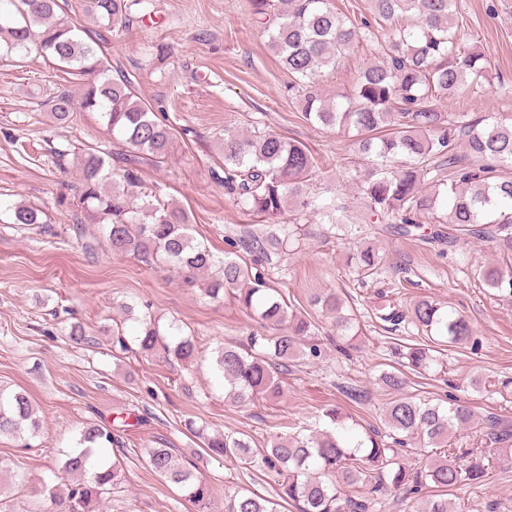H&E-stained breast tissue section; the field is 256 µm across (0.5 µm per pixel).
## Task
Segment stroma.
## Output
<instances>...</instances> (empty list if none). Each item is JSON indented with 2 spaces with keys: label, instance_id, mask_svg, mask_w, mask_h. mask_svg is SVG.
I'll list each match as a JSON object with an SVG mask.
<instances>
[{
  "label": "stroma",
  "instance_id": "obj_1",
  "mask_svg": "<svg viewBox=\"0 0 512 512\" xmlns=\"http://www.w3.org/2000/svg\"><path fill=\"white\" fill-rule=\"evenodd\" d=\"M457 9L462 41L485 52L494 85L464 89L443 108L512 123V0H457ZM131 13L129 27L119 32L104 30L81 10L76 19L86 37L103 41L110 76H128L170 126L171 154L162 167L143 166L142 178L189 213L194 239L218 256L233 257L241 252L240 232L258 221L215 178L228 131L259 129L305 143L319 165L310 193L346 204L342 224L286 212L285 221L299 220L301 231L287 254L268 266L272 287L311 322L321 355L294 360L281 397L240 405L225 400L208 366L186 369L142 354L132 343L128 351L115 349L116 336L131 342L136 332L123 305L139 302L150 303L163 321H176L208 355L263 327L233 300L213 301L185 285L174 269L113 254L98 225L74 236L71 211L56 200L74 193L78 152L94 145L115 153L120 146L95 113H81L64 129L51 119L48 99L75 90L74 76L34 52L20 63L0 58V389L26 392L44 421L30 442L0 438V498L8 512H35V489L57 484L75 435L93 423L120 426L125 446L124 478L99 512H197L148 466L141 450L157 443L195 460L216 500L235 485L271 494L275 481L267 473L244 474L203 459V443L185 429V420L211 433H244L260 447L270 437L313 425L333 406L362 426H379L390 400L379 381L392 361L390 343L422 338L410 321L394 327L379 319L385 299L405 314L420 299L440 303L463 315L480 340L475 350L436 345L438 367L409 375L406 393L429 399L452 394L469 403L478 421H512V301L471 274L477 265L503 266V251L492 242L429 244L366 220L359 194L366 160L350 134L312 126L303 117L288 92L290 77L253 24L247 0H146ZM159 43L169 48L163 61L155 56ZM372 60L367 49H355L324 69L321 89L331 96L345 92ZM58 149L67 150L65 161L56 160ZM18 204L42 210L44 228L14 223ZM362 243L383 257L367 277L351 261ZM329 291L343 300L345 314L356 316L359 335H340L316 304ZM75 326L90 343L70 337ZM488 449L485 483L448 493L457 512H512V463L505 448Z\"/></svg>",
  "mask_w": 512,
  "mask_h": 512
}]
</instances>
